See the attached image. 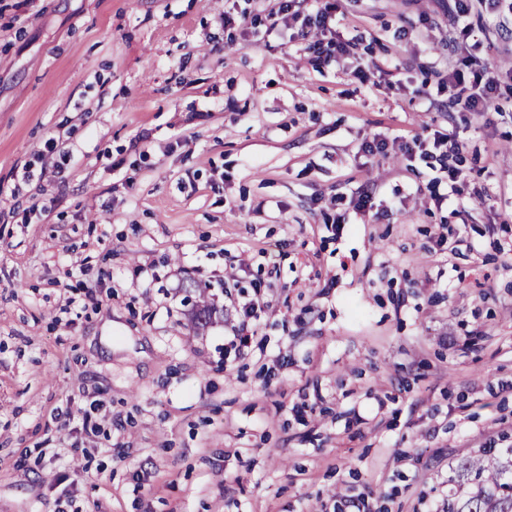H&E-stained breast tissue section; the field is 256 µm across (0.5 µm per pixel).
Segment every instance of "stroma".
Wrapping results in <instances>:
<instances>
[{
    "mask_svg": "<svg viewBox=\"0 0 512 512\" xmlns=\"http://www.w3.org/2000/svg\"><path fill=\"white\" fill-rule=\"evenodd\" d=\"M335 2L317 64L279 0H0V512H445L512 447V91L414 96L448 0ZM437 131L457 206L399 149ZM444 147L445 150H443ZM421 156L428 161L429 168L437 170L438 165V171L446 173V177H433L426 185L434 204L440 207L445 201H448V204H453L455 200L458 202L465 190L463 174L467 156L464 145L454 135L438 132L433 138L432 148L429 151L425 149ZM450 157L453 164L446 163Z\"/></svg>",
    "mask_w": 512,
    "mask_h": 512,
    "instance_id": "1",
    "label": "stroma"
}]
</instances>
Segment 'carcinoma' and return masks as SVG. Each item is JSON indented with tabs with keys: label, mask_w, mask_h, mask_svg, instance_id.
Wrapping results in <instances>:
<instances>
[{
	"label": "carcinoma",
	"mask_w": 512,
	"mask_h": 512,
	"mask_svg": "<svg viewBox=\"0 0 512 512\" xmlns=\"http://www.w3.org/2000/svg\"><path fill=\"white\" fill-rule=\"evenodd\" d=\"M447 512H512V448L487 459L461 461Z\"/></svg>",
	"instance_id": "1"
}]
</instances>
